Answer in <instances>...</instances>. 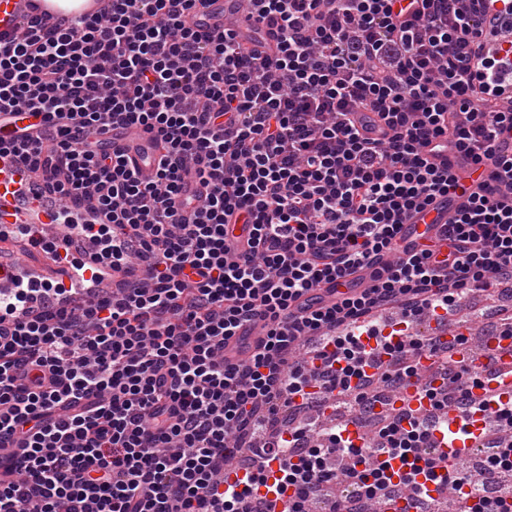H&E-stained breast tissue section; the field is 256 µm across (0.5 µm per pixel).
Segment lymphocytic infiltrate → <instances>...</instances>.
Segmentation results:
<instances>
[{"instance_id":"f902f5d3","label":"lymphocytic infiltrate","mask_w":512,"mask_h":512,"mask_svg":"<svg viewBox=\"0 0 512 512\" xmlns=\"http://www.w3.org/2000/svg\"><path fill=\"white\" fill-rule=\"evenodd\" d=\"M205 2L34 14L0 43V111L33 119L0 156L87 215L75 236L119 274L20 289L0 318V512H258L224 486L257 437L283 458L288 512L343 480L363 502L335 494L328 512H386L387 488L421 474L465 486L459 512H512V491L484 495L428 452L424 422L385 419L364 448L330 429L289 452L311 378L370 395L404 373L379 310L449 313L512 279V157L497 149L512 101L472 75L487 0H249L248 48L188 24ZM358 112L389 139L358 128ZM126 126L160 140L152 177L109 146ZM444 151L454 163L441 168L431 156ZM480 162L490 175L476 183ZM191 173L205 191L185 204ZM437 201L456 204L452 219L406 243V221ZM382 253L394 261L368 285L323 296ZM258 319L264 336L226 358Z\"/></svg>"}]
</instances>
